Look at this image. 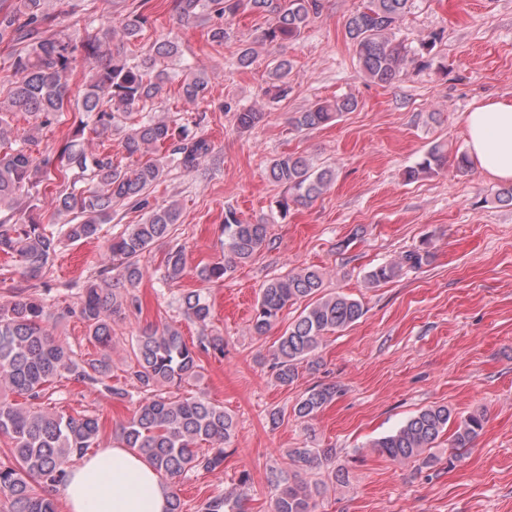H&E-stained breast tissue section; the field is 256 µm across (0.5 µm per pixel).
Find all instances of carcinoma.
Masks as SVG:
<instances>
[{"instance_id": "obj_1", "label": "carcinoma", "mask_w": 512, "mask_h": 512, "mask_svg": "<svg viewBox=\"0 0 512 512\" xmlns=\"http://www.w3.org/2000/svg\"><path fill=\"white\" fill-rule=\"evenodd\" d=\"M47 0H0V44L10 49L16 79L6 98L0 100V253L19 263L26 282L40 280L57 251L58 239L46 233L33 190L52 180V171L73 173L70 184L59 185L56 213L68 216L60 234L72 241L92 239L99 226L112 221L114 206L121 204L144 212L143 221L130 224L112 238L108 262L117 275L105 284L86 285L78 306L88 337L100 353L77 358L50 332L48 306L38 291H20L0 303V438L10 445L9 456L0 460V512H58L49 488L65 484L69 462L90 448L100 447L98 417H77L53 410L45 404L57 378L71 376L114 399L123 400L128 391L111 384L112 316L139 308L129 289L144 278L140 256L152 245L173 237L179 223L178 205H152L149 190L163 181L171 169L192 172L212 157L214 144L197 132L206 114L178 124L147 112V105L164 97L172 80L168 63L181 56L179 41L168 38L154 42L139 56L112 53L107 48L112 28L77 46L53 32L57 15L45 8ZM412 0H361L348 15L345 35L353 47L361 71L370 81L390 84L407 73L408 50L395 38V30L409 11ZM171 11L182 22H198L206 29L212 46L224 45V22L249 11L270 17L261 31L263 43L296 41L322 11L321 0H171ZM148 16L142 6L121 15L120 31L130 42L141 36ZM91 73L78 99H70L68 77L76 52ZM289 59L277 60L270 69L268 91L273 98L287 93ZM210 78L203 70L182 71L180 88L184 98L196 102L207 97ZM357 108L350 96L317 102L288 119L295 130L327 124L344 112ZM82 112L93 122L94 133L108 141L121 134L120 147L133 166L114 162L112 149L88 154L78 137L88 123L79 120L72 135L60 146L56 159H35L27 146L38 141L42 130L62 120L67 110ZM24 113L34 118L17 139L13 117ZM263 113L251 108L235 114L237 127L252 129ZM447 156L440 144L432 145L422 159L405 171L407 180L441 169ZM270 179L288 190L293 200L307 205L315 201L335 179L330 167H318L302 154L284 153L271 159ZM85 186L78 188L76 183ZM224 263L203 266L197 277L205 283L224 280L234 269L251 261L269 242L268 224L241 220L236 211H224ZM426 249L407 252L402 261L381 265L368 273L373 284L395 278L403 266L420 268L430 262ZM186 271L183 245L174 244L167 253L161 280L177 283ZM309 300L298 317L278 337L269 352L270 370L281 386L299 377V365H314L315 352L326 334L345 329L363 315L360 301L339 293L324 292V274L306 267L267 281L260 288L251 317V330L264 336L280 313L301 300ZM185 314L204 326L211 317L208 299L199 291L180 297ZM224 354V337L199 336L189 345L172 325L144 327L131 344L128 375L141 397L132 417L120 427L121 444L144 457L172 483L167 512H182L177 486L181 479L200 470L224 467L225 448L235 435L236 423L224 407L200 398L180 399L170 387L200 376V354ZM334 384L310 387L292 408L299 420L313 418L331 401ZM484 416L470 413L460 418L446 405L417 412L396 430L375 439L371 447L398 461L420 460L429 465L428 450L455 424L450 446L469 448L483 429ZM207 443L211 448L200 451ZM334 455L332 448H293L287 452L288 467H272L268 473L271 512H317L321 485H309L301 472L320 465ZM202 512H244L238 494L215 496L201 506Z\"/></svg>"}]
</instances>
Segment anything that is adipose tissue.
I'll list each match as a JSON object with an SVG mask.
<instances>
[{
	"label": "adipose tissue",
	"instance_id": "1",
	"mask_svg": "<svg viewBox=\"0 0 512 512\" xmlns=\"http://www.w3.org/2000/svg\"><path fill=\"white\" fill-rule=\"evenodd\" d=\"M468 154L481 173L512 183V100H481L462 115ZM66 512H167L169 483L141 456L106 444L69 473Z\"/></svg>",
	"mask_w": 512,
	"mask_h": 512
}]
</instances>
